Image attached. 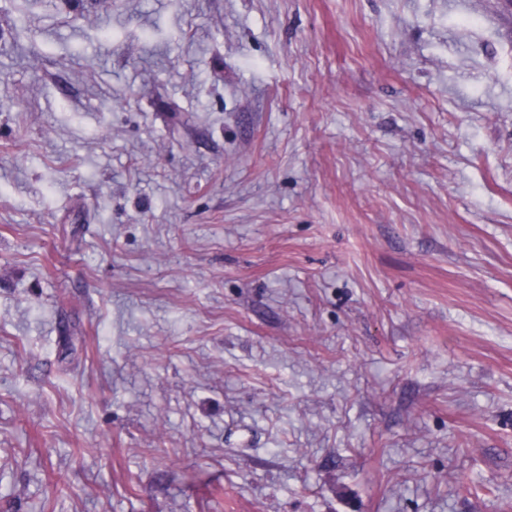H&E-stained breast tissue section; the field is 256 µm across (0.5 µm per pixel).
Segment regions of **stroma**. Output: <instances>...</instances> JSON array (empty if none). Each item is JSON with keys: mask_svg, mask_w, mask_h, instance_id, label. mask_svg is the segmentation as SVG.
Segmentation results:
<instances>
[{"mask_svg": "<svg viewBox=\"0 0 512 512\" xmlns=\"http://www.w3.org/2000/svg\"><path fill=\"white\" fill-rule=\"evenodd\" d=\"M0 512H512V0H0Z\"/></svg>", "mask_w": 512, "mask_h": 512, "instance_id": "1", "label": "stroma"}]
</instances>
